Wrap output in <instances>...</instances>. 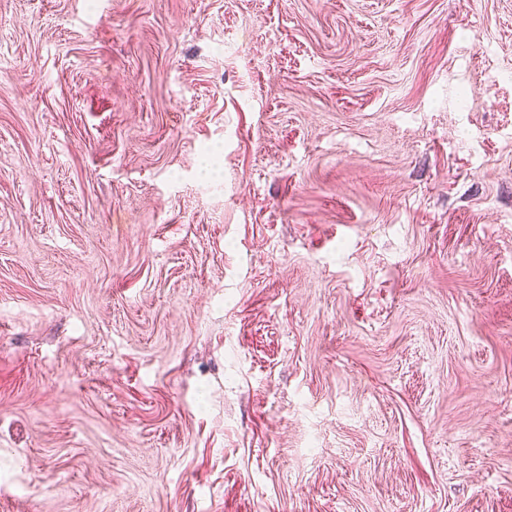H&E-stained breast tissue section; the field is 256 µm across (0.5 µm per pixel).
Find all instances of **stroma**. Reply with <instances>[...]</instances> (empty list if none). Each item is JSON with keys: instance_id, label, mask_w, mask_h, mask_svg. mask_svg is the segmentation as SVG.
Listing matches in <instances>:
<instances>
[{"instance_id": "35a3bbf8", "label": "stroma", "mask_w": 512, "mask_h": 512, "mask_svg": "<svg viewBox=\"0 0 512 512\" xmlns=\"http://www.w3.org/2000/svg\"><path fill=\"white\" fill-rule=\"evenodd\" d=\"M0 512H512V0H0Z\"/></svg>"}]
</instances>
